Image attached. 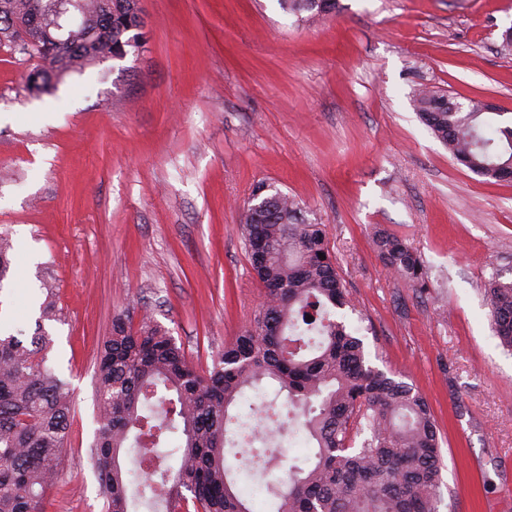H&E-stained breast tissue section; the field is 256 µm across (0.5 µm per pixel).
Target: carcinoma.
<instances>
[{"label": "carcinoma", "mask_w": 512, "mask_h": 512, "mask_svg": "<svg viewBox=\"0 0 512 512\" xmlns=\"http://www.w3.org/2000/svg\"><path fill=\"white\" fill-rule=\"evenodd\" d=\"M135 2L0 0V25L7 13L34 9L39 19L37 42L12 47L41 60L28 92L48 91L61 65L74 72L136 51L143 20ZM337 2L279 0L299 21L333 13ZM413 103L456 163L488 181L512 179V125H498L483 102L450 112L443 94L422 89ZM262 196L257 222L244 215L240 227L264 300L251 328L212 367L190 361L147 316L137 326L116 319L101 345L94 454L105 512H136L141 503L164 512H252L235 489L225 448L242 442L255 458L275 453L267 436L233 413L244 392L260 385L287 392L313 448L305 464L268 482L273 512H437L443 464L427 401L366 363L364 342L342 314L348 293L325 225L306 219L278 188ZM373 245L388 271L425 285L424 266L403 239L380 231ZM11 264V245L0 238V283ZM488 296L494 332L512 349V282H492ZM46 348L42 334L28 345L0 334V512H46L61 471L71 395L45 365ZM127 448L148 464L134 488L121 465Z\"/></svg>", "instance_id": "cac0c4a2"}]
</instances>
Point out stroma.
Segmentation results:
<instances>
[{
	"label": "stroma",
	"mask_w": 512,
	"mask_h": 512,
	"mask_svg": "<svg viewBox=\"0 0 512 512\" xmlns=\"http://www.w3.org/2000/svg\"><path fill=\"white\" fill-rule=\"evenodd\" d=\"M299 23L278 0H141L138 54L25 89L35 58L0 46V285L10 333L51 339L73 392L47 512H104L94 464L98 347L150 315L196 364L253 322L261 286L241 235L255 185L326 224L368 362L413 385L439 428L438 512H512V351L485 288L512 281V182L458 165L418 118L419 86L512 118V0H339ZM380 230L420 256L389 273ZM60 320H41L44 283ZM271 512L261 467L234 468ZM373 245L385 268L408 283L422 287L426 272L417 253L401 238L379 231Z\"/></svg>",
	"instance_id": "1"
}]
</instances>
